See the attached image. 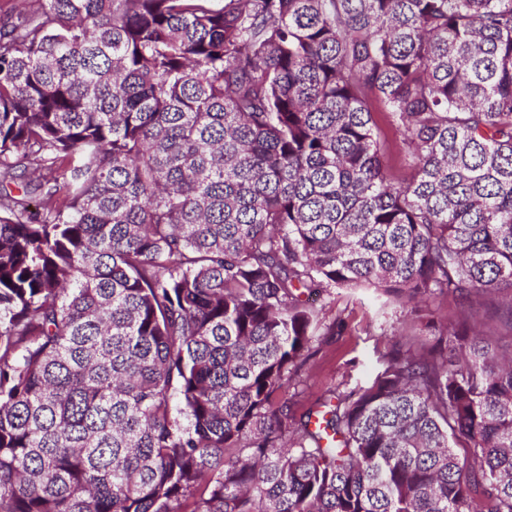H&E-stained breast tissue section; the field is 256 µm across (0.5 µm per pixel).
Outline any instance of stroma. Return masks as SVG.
Wrapping results in <instances>:
<instances>
[{
	"label": "stroma",
	"instance_id": "1",
	"mask_svg": "<svg viewBox=\"0 0 512 512\" xmlns=\"http://www.w3.org/2000/svg\"><path fill=\"white\" fill-rule=\"evenodd\" d=\"M310 301L324 307L327 318L339 314L345 320L342 334L325 337L310 362L307 385L315 395L341 382L350 388L364 383L378 368L380 353L398 340L410 320L402 308L367 290H340L331 299L314 294Z\"/></svg>",
	"mask_w": 512,
	"mask_h": 512
}]
</instances>
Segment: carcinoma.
<instances>
[{"instance_id":"1","label":"carcinoma","mask_w":512,"mask_h":512,"mask_svg":"<svg viewBox=\"0 0 512 512\" xmlns=\"http://www.w3.org/2000/svg\"><path fill=\"white\" fill-rule=\"evenodd\" d=\"M503 284L512 0L0 19V512H512ZM362 287L416 318L300 414Z\"/></svg>"}]
</instances>
